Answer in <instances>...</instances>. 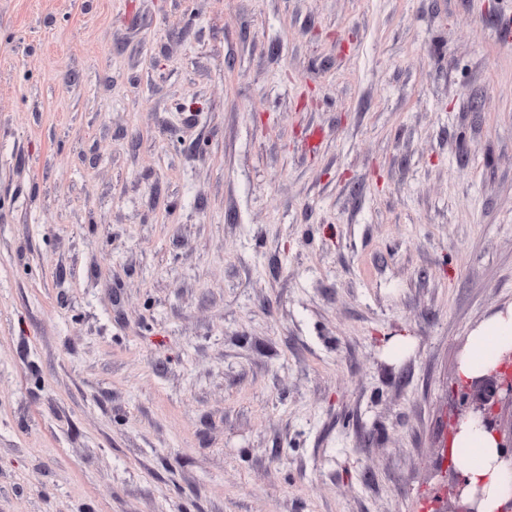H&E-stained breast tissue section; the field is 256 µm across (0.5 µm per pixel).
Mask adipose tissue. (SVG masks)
<instances>
[{
  "mask_svg": "<svg viewBox=\"0 0 512 512\" xmlns=\"http://www.w3.org/2000/svg\"><path fill=\"white\" fill-rule=\"evenodd\" d=\"M512 352V310L485 321L469 338L459 359L458 375L468 380L494 371ZM452 455L472 483L481 484L483 512H500L512 500V472L496 466L497 443L486 429L463 428L450 442Z\"/></svg>",
  "mask_w": 512,
  "mask_h": 512,
  "instance_id": "1",
  "label": "adipose tissue"
}]
</instances>
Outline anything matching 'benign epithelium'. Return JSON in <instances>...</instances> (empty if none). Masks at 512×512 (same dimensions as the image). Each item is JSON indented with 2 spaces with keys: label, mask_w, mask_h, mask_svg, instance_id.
I'll return each instance as SVG.
<instances>
[{
  "label": "benign epithelium",
  "mask_w": 512,
  "mask_h": 512,
  "mask_svg": "<svg viewBox=\"0 0 512 512\" xmlns=\"http://www.w3.org/2000/svg\"><path fill=\"white\" fill-rule=\"evenodd\" d=\"M506 402L512 405V378L502 375L497 369L487 375L466 381L462 392L461 413L454 420L452 434L460 431L461 424L468 419H478L497 439L499 461L512 469V436L503 439L498 429L495 408ZM468 480L460 475L453 476L446 508L442 512H479L480 494L468 491Z\"/></svg>",
  "instance_id": "1"
}]
</instances>
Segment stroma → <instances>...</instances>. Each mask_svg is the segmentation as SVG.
<instances>
[{"label": "stroma", "mask_w": 512, "mask_h": 512, "mask_svg": "<svg viewBox=\"0 0 512 512\" xmlns=\"http://www.w3.org/2000/svg\"><path fill=\"white\" fill-rule=\"evenodd\" d=\"M510 309L512 0H0V512L437 506Z\"/></svg>", "instance_id": "obj_1"}]
</instances>
